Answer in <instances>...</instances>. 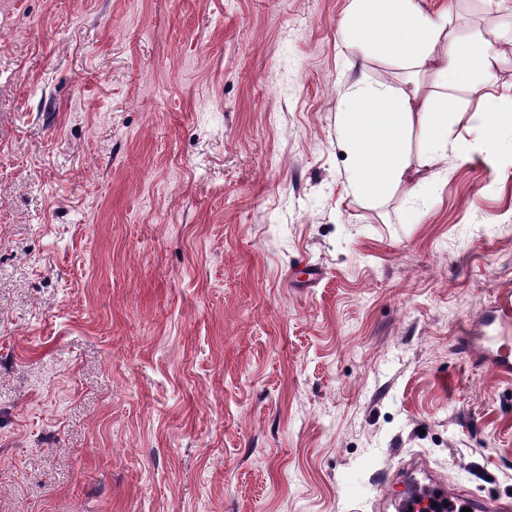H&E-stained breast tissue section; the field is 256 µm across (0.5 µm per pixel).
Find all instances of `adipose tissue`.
I'll use <instances>...</instances> for the list:
<instances>
[{
  "instance_id": "obj_1",
  "label": "adipose tissue",
  "mask_w": 512,
  "mask_h": 512,
  "mask_svg": "<svg viewBox=\"0 0 512 512\" xmlns=\"http://www.w3.org/2000/svg\"><path fill=\"white\" fill-rule=\"evenodd\" d=\"M342 37L358 51L361 68L379 57L406 74L396 88L361 72L342 89L337 129L350 157L344 181L351 194L382 203L403 187L413 197L426 184L421 170L451 154L464 157L469 147L454 137L444 107L449 91L462 85L479 95L477 144L512 153V93L498 89L490 41L461 39L449 30L447 14L429 16L417 0H351ZM417 126L425 135L413 156Z\"/></svg>"
}]
</instances>
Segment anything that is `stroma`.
Segmentation results:
<instances>
[{
	"label": "stroma",
	"mask_w": 512,
	"mask_h": 512,
	"mask_svg": "<svg viewBox=\"0 0 512 512\" xmlns=\"http://www.w3.org/2000/svg\"><path fill=\"white\" fill-rule=\"evenodd\" d=\"M350 0H0V512H379L413 464L512 499V155L347 193ZM497 38L512 0H417ZM498 315L483 319L482 326L486 336H461L466 347L478 344L486 362L498 373L512 375V350L506 336L489 335L487 330L496 331L498 327L510 322L512 298L507 296L499 301Z\"/></svg>",
	"instance_id": "obj_1"
}]
</instances>
